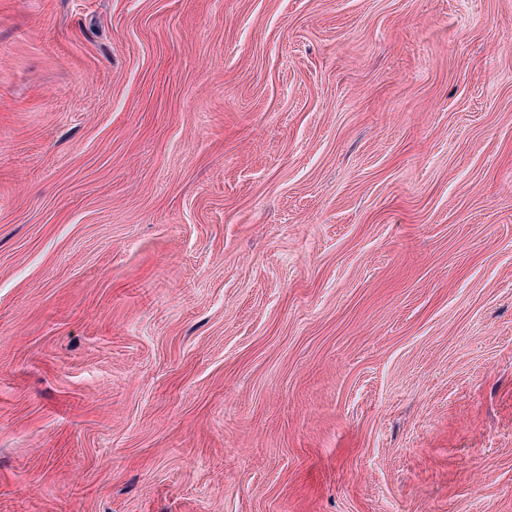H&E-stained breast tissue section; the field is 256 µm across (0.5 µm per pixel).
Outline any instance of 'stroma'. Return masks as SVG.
<instances>
[{
  "label": "stroma",
  "instance_id": "1",
  "mask_svg": "<svg viewBox=\"0 0 512 512\" xmlns=\"http://www.w3.org/2000/svg\"><path fill=\"white\" fill-rule=\"evenodd\" d=\"M0 512H512V0H0Z\"/></svg>",
  "mask_w": 512,
  "mask_h": 512
}]
</instances>
